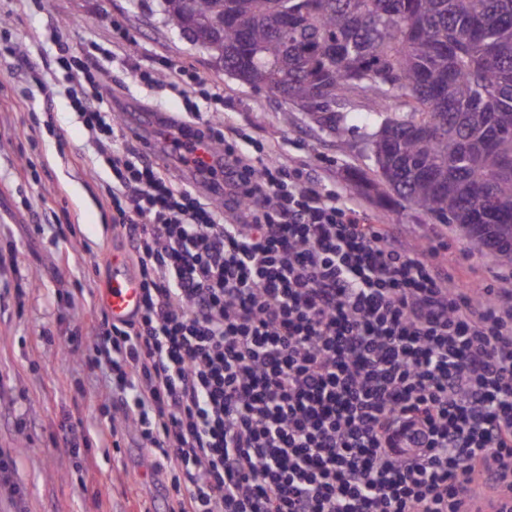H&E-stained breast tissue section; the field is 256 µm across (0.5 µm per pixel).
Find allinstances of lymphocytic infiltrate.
<instances>
[{
    "mask_svg": "<svg viewBox=\"0 0 512 512\" xmlns=\"http://www.w3.org/2000/svg\"><path fill=\"white\" fill-rule=\"evenodd\" d=\"M138 315L93 336L122 421L171 476L169 512H473L512 495V282L456 284L435 235L390 225L310 170L223 146L216 210L87 93Z\"/></svg>",
    "mask_w": 512,
    "mask_h": 512,
    "instance_id": "obj_1",
    "label": "lymphocytic infiltrate"
}]
</instances>
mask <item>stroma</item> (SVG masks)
Instances as JSON below:
<instances>
[{
    "label": "stroma",
    "mask_w": 512,
    "mask_h": 512,
    "mask_svg": "<svg viewBox=\"0 0 512 512\" xmlns=\"http://www.w3.org/2000/svg\"><path fill=\"white\" fill-rule=\"evenodd\" d=\"M120 27L130 42L117 39ZM62 44L80 59L93 44L112 51L92 72L100 106L123 128L127 146L147 137L144 118L168 114L194 126L219 108L238 128L239 147L264 146L281 162L310 163L372 223L394 225L408 247L422 245L427 219L361 185L376 176L365 147L379 123L373 102L351 100L345 133L319 126L266 87L225 74L167 24L159 0H0V48L13 49L0 55V451L16 457L25 488L22 505L0 498V512H136L142 503L168 512L173 491L134 428L75 445L63 439L64 426L79 422L94 431L113 412L110 384L63 340L102 326L107 258L132 250L112 228L105 192L112 173L70 106L57 63ZM145 59L197 73L205 90L192 95L196 115L136 80L129 64ZM216 93L223 106H215ZM511 273L512 264L478 252L454 276L476 286Z\"/></svg>",
    "instance_id": "stroma-1"
}]
</instances>
